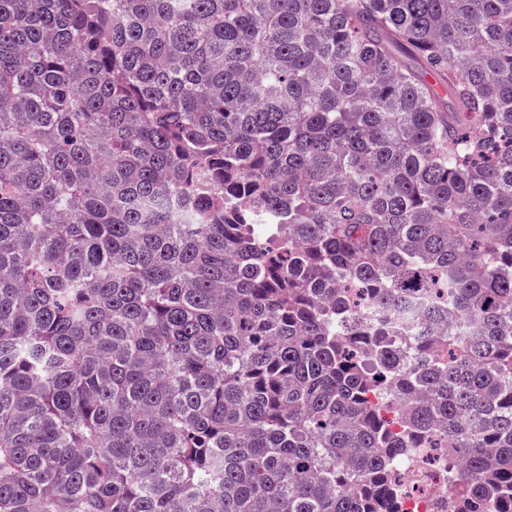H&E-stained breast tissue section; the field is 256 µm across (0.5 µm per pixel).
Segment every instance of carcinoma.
<instances>
[{
  "label": "carcinoma",
  "instance_id": "cac0c4a2",
  "mask_svg": "<svg viewBox=\"0 0 512 512\" xmlns=\"http://www.w3.org/2000/svg\"><path fill=\"white\" fill-rule=\"evenodd\" d=\"M430 437L512 512V0H0V512H399Z\"/></svg>",
  "mask_w": 512,
  "mask_h": 512
}]
</instances>
